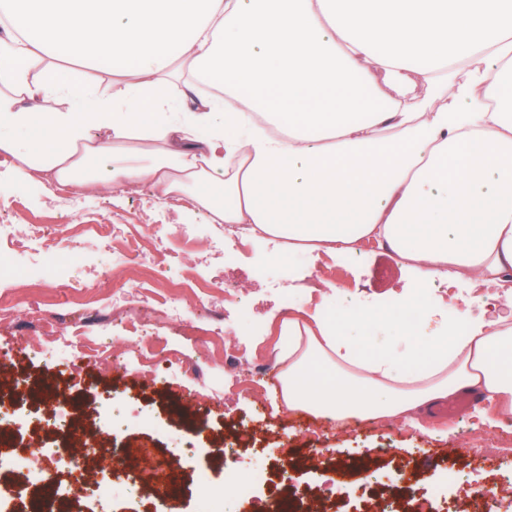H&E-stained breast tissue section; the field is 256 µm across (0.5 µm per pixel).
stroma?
<instances>
[{"instance_id": "stroma-1", "label": "stroma", "mask_w": 512, "mask_h": 512, "mask_svg": "<svg viewBox=\"0 0 512 512\" xmlns=\"http://www.w3.org/2000/svg\"><path fill=\"white\" fill-rule=\"evenodd\" d=\"M24 233L26 225L49 227V245L21 253L0 242V414L32 409L53 418L67 408L75 432H96L116 453L99 464L72 462L83 473V505L91 512H150L143 484L112 478V494L100 498L95 484L102 466L121 459L131 470L146 469L141 447L156 455L174 450L169 475L175 480L176 512H197L190 492L194 469L207 465L208 450L228 445L241 476L264 468L262 495L312 489L343 512L374 502L394 512L400 498H425L436 512H507L512 507V419L480 424L471 408L440 416L430 409L421 427L360 418L328 428L303 411H274L283 373V328L289 318L321 312L338 316L358 296L391 302L399 271L375 243L359 247L347 265L321 256L309 266L304 254L287 262L188 200L155 205L148 188L91 192L53 183L20 180L0 165V223ZM116 226L111 250L96 246L97 231ZM80 250H73V240ZM139 245L150 263L112 265L113 251ZM232 264L219 266L221 251ZM344 286L336 295L327 285ZM181 300L185 318L198 331L163 312ZM38 308L58 315L57 331L81 345L85 358L60 361L46 351L45 337L25 325ZM62 433L52 429L14 432L0 451L32 454L47 444L34 465L52 470L53 447ZM322 459H311L313 449ZM431 466H424L426 455ZM288 460L287 476L275 462Z\"/></svg>"}]
</instances>
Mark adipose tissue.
Returning a JSON list of instances; mask_svg holds the SVG:
<instances>
[{"label":"adipose tissue","mask_w":512,"mask_h":512,"mask_svg":"<svg viewBox=\"0 0 512 512\" xmlns=\"http://www.w3.org/2000/svg\"><path fill=\"white\" fill-rule=\"evenodd\" d=\"M35 2L0 7V159L23 180L146 185L259 245L402 265L401 315L289 320L282 408L412 424L463 391L512 417V0Z\"/></svg>","instance_id":"obj_1"}]
</instances>
